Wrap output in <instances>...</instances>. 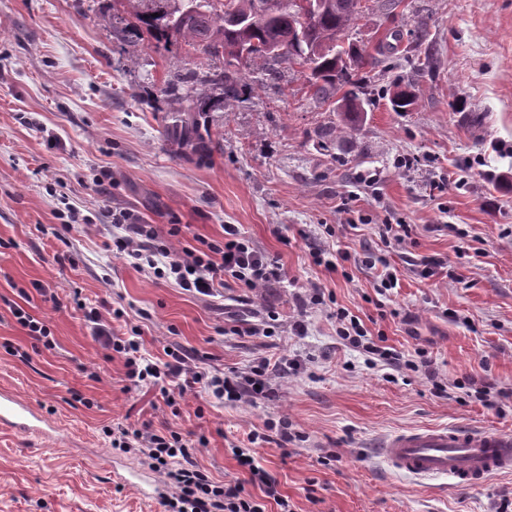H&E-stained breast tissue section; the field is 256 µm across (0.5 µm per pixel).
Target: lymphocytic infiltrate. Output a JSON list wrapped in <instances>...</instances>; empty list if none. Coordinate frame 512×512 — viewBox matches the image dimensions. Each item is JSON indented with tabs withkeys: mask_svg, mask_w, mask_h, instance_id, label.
<instances>
[{
	"mask_svg": "<svg viewBox=\"0 0 512 512\" xmlns=\"http://www.w3.org/2000/svg\"><path fill=\"white\" fill-rule=\"evenodd\" d=\"M112 244L132 265L155 278L174 280L184 290L204 296L234 281L239 287L255 289L281 282L284 272L278 261L257 249L242 236L237 225L224 227L222 240L208 243L206 250L173 249L159 237L155 227L141 223L134 212L122 209L112 213ZM87 318L103 336L109 350L121 355L126 369L124 392L143 385L158 388L165 403H172L175 392L201 384L216 400L239 401L257 399L268 394V372L272 365L264 358L249 372L206 377L192 365L193 354L183 348L170 349L166 362H152L134 338L111 334L102 324L98 310L89 311ZM337 336L367 357L370 366L384 365L394 371L417 372L429 368L427 359L405 358L402 352L376 344L369 338L358 317L347 310L336 312ZM116 448H136L150 466L162 471L173 487L172 496L163 499L166 512H264L261 501L246 493V484L262 488L266 498L272 499L279 512H293L288 498L277 490L275 480L258 466L250 447L276 435L283 443L295 440L288 421L270 422L265 433H249L246 446L236 447L234 454L248 475V483L226 485L214 481L197 462L195 446L183 439L180 432L167 429L151 430L149 425L120 424L107 431Z\"/></svg>",
	"mask_w": 512,
	"mask_h": 512,
	"instance_id": "obj_1",
	"label": "lymphocytic infiltrate"
}]
</instances>
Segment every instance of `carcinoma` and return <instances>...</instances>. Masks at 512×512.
<instances>
[{"label":"carcinoma","mask_w":512,"mask_h":512,"mask_svg":"<svg viewBox=\"0 0 512 512\" xmlns=\"http://www.w3.org/2000/svg\"><path fill=\"white\" fill-rule=\"evenodd\" d=\"M132 21L125 31L156 41L181 42L211 57L224 58V69L205 76L216 90L196 98V106L168 126V136L195 155L210 152V132L198 112L224 109L243 87L242 70L261 57H285L309 71L307 94L323 98L346 80L352 69L375 64V58L354 44L343 46L342 33L360 20L369 7L359 0H126ZM193 88L182 78L169 80L161 93L173 101L192 98ZM394 108L405 112L414 103L408 87L392 93Z\"/></svg>","instance_id":"carcinoma-1"}]
</instances>
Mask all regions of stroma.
<instances>
[{
	"mask_svg": "<svg viewBox=\"0 0 512 512\" xmlns=\"http://www.w3.org/2000/svg\"><path fill=\"white\" fill-rule=\"evenodd\" d=\"M125 0H0V387L29 399L63 440L0 429V512H161L128 476L155 478L104 427L130 421L198 441L211 477L244 474L230 447L266 422L302 435L258 444L256 459L294 512H499L512 473L476 487L395 474L378 442L406 429L463 424L512 429V0H399L346 30L377 62L352 72L364 113L346 125L341 93L316 100L306 72L260 58L277 76L202 113L213 149L203 159L166 135L173 77L201 78L221 59L178 42L127 40ZM414 103L393 110L395 84ZM444 180L443 192L431 191ZM86 226L58 237L59 212ZM133 210L175 249L222 239L238 225L276 259L284 286L197 296L112 252L113 208ZM180 232L169 236L172 223ZM404 224L402 243L382 225ZM349 253L337 270L316 250ZM379 257L365 266L366 255ZM441 260L434 277L423 258ZM398 278L389 295L384 267ZM49 289L56 302L44 300ZM81 292L115 335H139L153 359L194 349L207 375L290 358L265 398L219 405L197 386L173 406L123 393L124 366L90 333ZM320 292L322 304L309 303ZM48 324L54 344L33 348L11 314ZM406 356L424 351L449 394L421 374L367 368L336 334V311ZM279 315L269 337L233 327ZM303 324L296 333L295 324ZM507 392L499 406L460 399L461 384Z\"/></svg>",
	"mask_w": 512,
	"mask_h": 512,
	"instance_id": "35a3bbf8",
	"label": "stroma"
}]
</instances>
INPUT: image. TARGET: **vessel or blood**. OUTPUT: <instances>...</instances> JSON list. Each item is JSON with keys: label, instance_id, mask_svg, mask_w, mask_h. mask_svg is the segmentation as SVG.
Masks as SVG:
<instances>
[{"label": "vessel or blood", "instance_id": "1", "mask_svg": "<svg viewBox=\"0 0 512 512\" xmlns=\"http://www.w3.org/2000/svg\"><path fill=\"white\" fill-rule=\"evenodd\" d=\"M43 416L30 401L0 389V426L21 433L36 431ZM381 453L395 473L448 477L458 485L479 486L492 475L512 472V430L436 426L397 432Z\"/></svg>", "mask_w": 512, "mask_h": 512}]
</instances>
